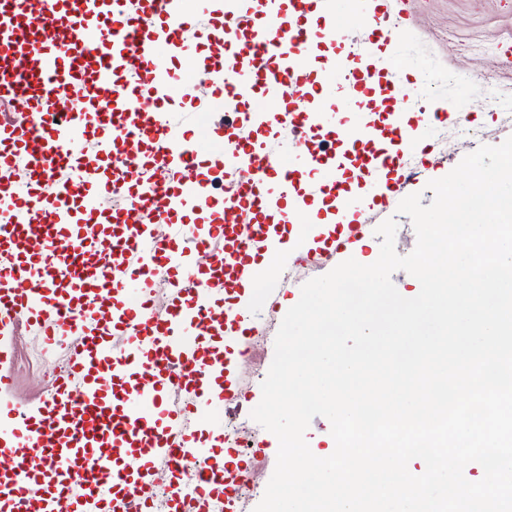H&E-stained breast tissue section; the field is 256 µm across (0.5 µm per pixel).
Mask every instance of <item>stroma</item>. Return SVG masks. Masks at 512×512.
<instances>
[{
    "label": "stroma",
    "mask_w": 512,
    "mask_h": 512,
    "mask_svg": "<svg viewBox=\"0 0 512 512\" xmlns=\"http://www.w3.org/2000/svg\"><path fill=\"white\" fill-rule=\"evenodd\" d=\"M380 15L386 26L404 29V37L371 45L353 16L344 22L342 45L354 50L362 63L381 72L388 70L389 60H399L401 67L391 72L393 79L419 89V96L409 97L402 108L410 136L425 145L423 157L416 161L418 175L410 190L420 194L422 205L427 206L433 199L427 187L429 181L446 176L479 146L497 145L512 136V112L487 111L468 83L470 77L491 74L505 98L512 100V62L500 51L501 45L512 43V0H386ZM448 101L464 113V121L422 124L423 111ZM400 201L396 195L385 204L366 208L363 240L307 258L280 253L284 262L280 282L270 290L255 289V298L248 305V352L234 368L246 399L242 410L224 416L228 434L240 444L262 441L267 445L266 456L253 461L249 480L240 491L241 512H254L276 464V436L255 422L250 413L262 398L261 384L273 361L274 340L284 315L298 302L301 287L308 280L350 258L363 264L376 261L382 239L375 230L386 219L397 221L396 252L410 254L417 237L411 219L397 212ZM7 347L5 367L13 377L11 398L22 404H37L50 387L52 372L64 367L65 348L46 353L41 338L34 336L23 320L13 326Z\"/></svg>",
    "instance_id": "35a3bbf8"
}]
</instances>
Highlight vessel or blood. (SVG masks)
I'll use <instances>...</instances> for the list:
<instances>
[{
  "mask_svg": "<svg viewBox=\"0 0 512 512\" xmlns=\"http://www.w3.org/2000/svg\"><path fill=\"white\" fill-rule=\"evenodd\" d=\"M202 2L0 0V102L24 107L0 123V330L22 318L47 347L76 339L38 404L9 399L12 378L0 371V512H154L156 460L171 476L167 512L218 502L236 512L249 466L217 455L196 466L185 432L211 376L234 358L223 336L243 317L217 297L252 279L249 259L291 215L317 223L299 202L301 182L324 190L351 159L391 174V193L412 179L376 124L340 133L330 121V95L370 101L382 75L351 52L302 67L343 30L319 0H225L223 50L204 69L214 103L256 139L227 137L216 123L172 125L170 75L156 60L187 50ZM366 26L376 44L401 35L374 13ZM66 94L68 111L51 110ZM265 133L292 152L265 151ZM241 157L255 175L225 191L221 222L183 227L213 173ZM23 163L35 170L19 186ZM159 170L167 178L153 182ZM159 216L168 235L150 231ZM160 273L171 291L159 315L150 285ZM172 392L181 403L167 402ZM191 468L188 489L181 475Z\"/></svg>",
  "mask_w": 512,
  "mask_h": 512,
  "instance_id": "vessel-or-blood-1",
  "label": "vessel or blood"
}]
</instances>
